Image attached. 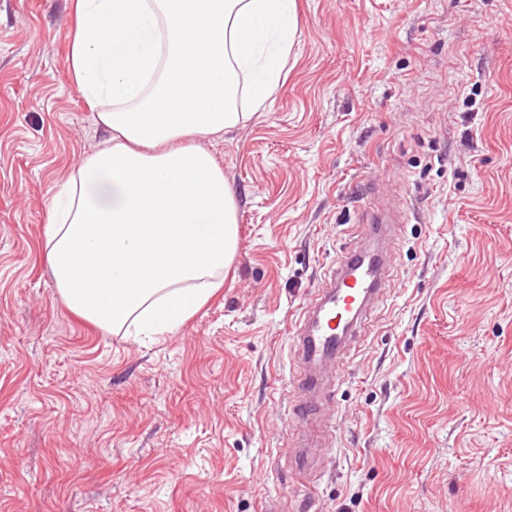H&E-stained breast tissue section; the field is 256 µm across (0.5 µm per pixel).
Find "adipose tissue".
<instances>
[{
    "label": "adipose tissue",
    "instance_id": "adipose-tissue-1",
    "mask_svg": "<svg viewBox=\"0 0 512 512\" xmlns=\"http://www.w3.org/2000/svg\"><path fill=\"white\" fill-rule=\"evenodd\" d=\"M67 64L109 134L49 208L44 251L74 313L162 336L224 283L237 204L203 140L275 92L295 0H73Z\"/></svg>",
    "mask_w": 512,
    "mask_h": 512
}]
</instances>
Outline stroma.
<instances>
[{
    "instance_id": "35a3bbf8",
    "label": "stroma",
    "mask_w": 512,
    "mask_h": 512,
    "mask_svg": "<svg viewBox=\"0 0 512 512\" xmlns=\"http://www.w3.org/2000/svg\"><path fill=\"white\" fill-rule=\"evenodd\" d=\"M278 88L208 141L223 286L174 333L61 300L48 207L105 145L72 0H0V512H512V0H296ZM397 214L391 277L293 448L302 311Z\"/></svg>"
}]
</instances>
